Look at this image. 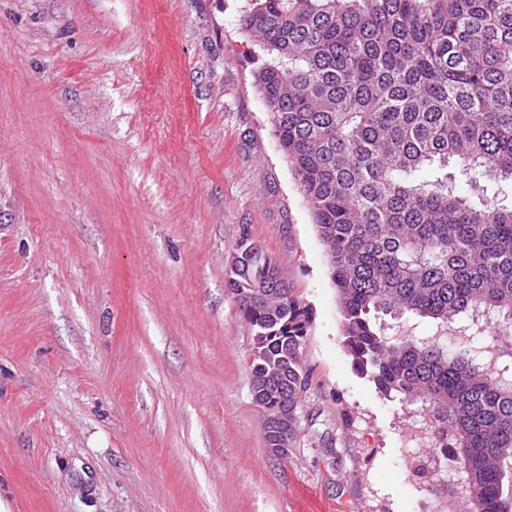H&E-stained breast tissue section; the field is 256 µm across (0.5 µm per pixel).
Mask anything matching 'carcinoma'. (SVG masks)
I'll return each instance as SVG.
<instances>
[{"label": "carcinoma", "instance_id": "carcinoma-1", "mask_svg": "<svg viewBox=\"0 0 512 512\" xmlns=\"http://www.w3.org/2000/svg\"><path fill=\"white\" fill-rule=\"evenodd\" d=\"M256 75L336 289L353 368L419 401L455 439L454 512H512V207L460 183H512V0H249ZM226 286L252 336L260 403L288 412L309 374V307L241 238ZM428 320L439 336L379 321ZM467 339L448 347V329Z\"/></svg>", "mask_w": 512, "mask_h": 512}]
</instances>
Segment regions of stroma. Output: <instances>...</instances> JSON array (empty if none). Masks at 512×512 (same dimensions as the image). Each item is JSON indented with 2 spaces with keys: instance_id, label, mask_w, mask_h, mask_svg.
Wrapping results in <instances>:
<instances>
[{
  "instance_id": "stroma-1",
  "label": "stroma",
  "mask_w": 512,
  "mask_h": 512,
  "mask_svg": "<svg viewBox=\"0 0 512 512\" xmlns=\"http://www.w3.org/2000/svg\"><path fill=\"white\" fill-rule=\"evenodd\" d=\"M245 0H0V505L6 512H422L420 408L342 346ZM312 311L300 441L265 449L241 237Z\"/></svg>"
}]
</instances>
